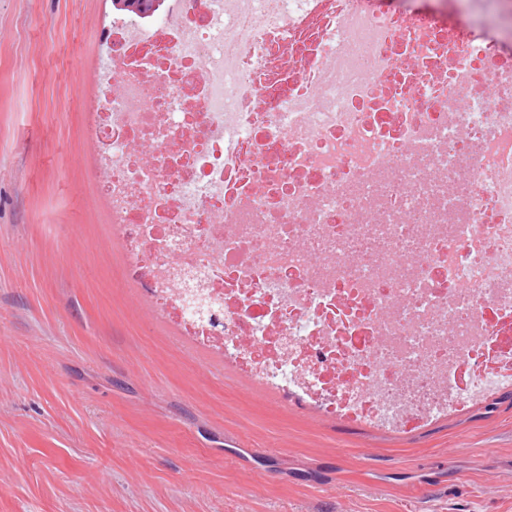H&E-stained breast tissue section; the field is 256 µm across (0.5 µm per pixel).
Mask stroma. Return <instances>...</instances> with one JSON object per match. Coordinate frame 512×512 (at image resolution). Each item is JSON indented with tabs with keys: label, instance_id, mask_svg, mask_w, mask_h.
<instances>
[{
	"label": "stroma",
	"instance_id": "35a3bbf8",
	"mask_svg": "<svg viewBox=\"0 0 512 512\" xmlns=\"http://www.w3.org/2000/svg\"><path fill=\"white\" fill-rule=\"evenodd\" d=\"M112 0H0V512H512V390L407 434L325 419L127 274L85 136Z\"/></svg>",
	"mask_w": 512,
	"mask_h": 512
}]
</instances>
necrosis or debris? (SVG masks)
<instances>
[{"label":"necrosis or debris","mask_w":512,"mask_h":512,"mask_svg":"<svg viewBox=\"0 0 512 512\" xmlns=\"http://www.w3.org/2000/svg\"><path fill=\"white\" fill-rule=\"evenodd\" d=\"M168 0L90 143L145 298L284 401L402 432L512 389V0Z\"/></svg>","instance_id":"obj_1"}]
</instances>
